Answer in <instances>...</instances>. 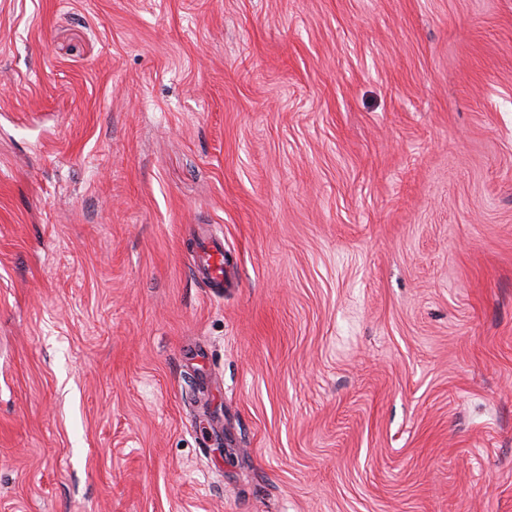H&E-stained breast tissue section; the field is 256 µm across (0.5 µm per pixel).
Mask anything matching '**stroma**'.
Listing matches in <instances>:
<instances>
[{"label":"stroma","instance_id":"obj_1","mask_svg":"<svg viewBox=\"0 0 512 512\" xmlns=\"http://www.w3.org/2000/svg\"><path fill=\"white\" fill-rule=\"evenodd\" d=\"M0 512H512V0H0ZM192 261L196 274L200 273L214 288H224L226 275L224 242L216 237H203L196 243Z\"/></svg>","mask_w":512,"mask_h":512}]
</instances>
